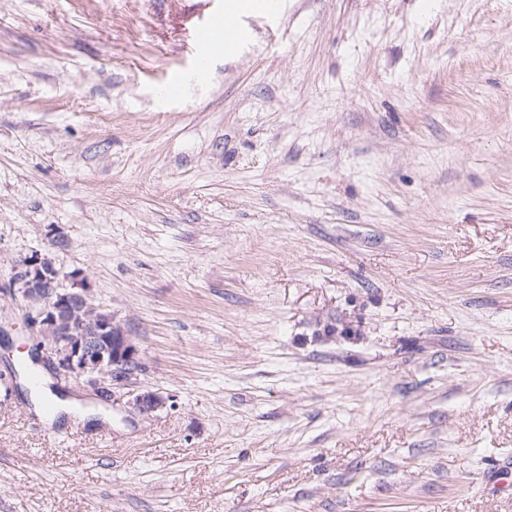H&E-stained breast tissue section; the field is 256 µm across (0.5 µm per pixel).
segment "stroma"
<instances>
[{
    "label": "stroma",
    "instance_id": "obj_1",
    "mask_svg": "<svg viewBox=\"0 0 512 512\" xmlns=\"http://www.w3.org/2000/svg\"><path fill=\"white\" fill-rule=\"evenodd\" d=\"M225 3L0 0V512H512V0H285L163 96ZM34 259L111 397L25 371ZM16 281L35 336L42 338L40 347L46 353L40 363L44 366L108 390L140 367L136 345L112 313L91 322L75 320L77 310L94 308L86 282L62 288L55 268L41 260L26 261ZM316 329L314 336H322L328 339L331 338H343L347 340L355 339L359 325H356L352 320H344L337 324L338 329L336 330V322H322L321 320L315 322ZM55 405L56 407L54 411L58 414L64 412L71 415L72 412L78 413L80 410V407L78 405H72L71 402L61 399L53 391L48 390L46 388H42L36 399L37 411L43 409V406L52 408ZM168 399L153 391L133 395L129 400L131 408L140 414H151L166 407Z\"/></svg>",
    "mask_w": 512,
    "mask_h": 512
}]
</instances>
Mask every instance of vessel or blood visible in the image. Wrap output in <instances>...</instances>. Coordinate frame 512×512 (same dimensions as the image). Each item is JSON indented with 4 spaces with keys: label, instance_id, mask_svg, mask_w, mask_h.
Masks as SVG:
<instances>
[{
    "label": "vessel or blood",
    "instance_id": "obj_1",
    "mask_svg": "<svg viewBox=\"0 0 512 512\" xmlns=\"http://www.w3.org/2000/svg\"><path fill=\"white\" fill-rule=\"evenodd\" d=\"M282 8L283 0H248L246 15L214 17L210 24L197 34L191 78L202 82L211 78L215 36L223 37L225 52H234L250 36L247 18L270 21L279 16Z\"/></svg>",
    "mask_w": 512,
    "mask_h": 512
}]
</instances>
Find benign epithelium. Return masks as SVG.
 <instances>
[{"label": "benign epithelium", "instance_id": "obj_1", "mask_svg": "<svg viewBox=\"0 0 512 512\" xmlns=\"http://www.w3.org/2000/svg\"><path fill=\"white\" fill-rule=\"evenodd\" d=\"M18 292L27 303L31 327L42 338L45 355L40 363L84 380L97 389L127 380L139 367L136 345L124 324L107 313L91 322L75 320L78 310L93 308L90 290L80 280L63 288L59 274L46 261L29 260L17 274ZM314 335L328 339L356 338L359 326L352 320L338 324L315 322ZM168 399L146 391L133 395L131 408L140 414H151L166 407Z\"/></svg>", "mask_w": 512, "mask_h": 512}]
</instances>
